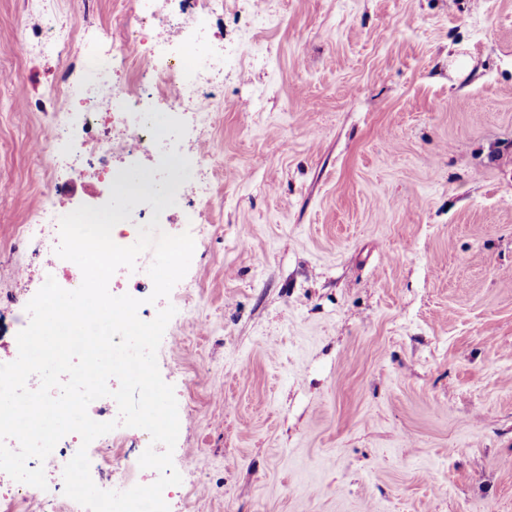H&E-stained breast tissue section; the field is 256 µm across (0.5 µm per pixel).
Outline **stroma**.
Listing matches in <instances>:
<instances>
[{
    "label": "stroma",
    "mask_w": 512,
    "mask_h": 512,
    "mask_svg": "<svg viewBox=\"0 0 512 512\" xmlns=\"http://www.w3.org/2000/svg\"><path fill=\"white\" fill-rule=\"evenodd\" d=\"M122 47L137 0H0V354L48 91L45 9ZM224 0L211 234L166 327L171 512H512V0Z\"/></svg>",
    "instance_id": "1"
}]
</instances>
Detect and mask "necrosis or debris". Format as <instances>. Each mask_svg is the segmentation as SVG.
<instances>
[{
  "label": "necrosis or debris",
  "mask_w": 512,
  "mask_h": 512,
  "mask_svg": "<svg viewBox=\"0 0 512 512\" xmlns=\"http://www.w3.org/2000/svg\"><path fill=\"white\" fill-rule=\"evenodd\" d=\"M164 2L138 0L137 23L128 31L123 51H114L107 37L95 34L98 48L84 55L81 77L51 87L56 102L51 134L33 142L31 151L50 171L59 159H66L77 177L89 160H96L98 181L107 187L117 176L112 162L122 155L163 161L165 188L181 181L176 200L186 205V223L203 238L210 225L196 201L209 192L215 170L207 132L221 110L219 92L224 85V39L208 20L223 0H185L190 12L179 25L164 17ZM77 47L71 30L50 15L37 39L18 40L11 50L60 58ZM132 62L138 66V82L117 81V70ZM59 222L57 194L52 191L23 227L24 241L35 246L36 263L19 267L18 281L28 280L39 268L64 289L80 286L82 279L74 274L72 262L55 253ZM33 498L42 499L49 512H85L75 501H59L0 472V512H18Z\"/></svg>",
  "instance_id": "necrosis-or-debris-1"
}]
</instances>
